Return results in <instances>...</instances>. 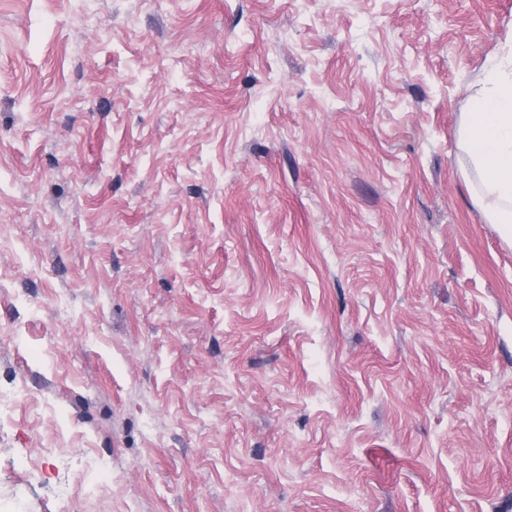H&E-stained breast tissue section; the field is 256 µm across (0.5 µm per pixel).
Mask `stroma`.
Here are the masks:
<instances>
[{"label":"stroma","mask_w":512,"mask_h":512,"mask_svg":"<svg viewBox=\"0 0 512 512\" xmlns=\"http://www.w3.org/2000/svg\"><path fill=\"white\" fill-rule=\"evenodd\" d=\"M511 57L512 0H0V512H512ZM462 141L480 180V205L512 240V60L492 65L464 112Z\"/></svg>","instance_id":"35a3bbf8"}]
</instances>
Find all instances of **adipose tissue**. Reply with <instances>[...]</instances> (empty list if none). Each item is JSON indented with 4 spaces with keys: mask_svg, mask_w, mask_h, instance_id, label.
<instances>
[{
    "mask_svg": "<svg viewBox=\"0 0 512 512\" xmlns=\"http://www.w3.org/2000/svg\"><path fill=\"white\" fill-rule=\"evenodd\" d=\"M462 141L480 180V205L512 240V62L492 65L463 116Z\"/></svg>",
    "mask_w": 512,
    "mask_h": 512,
    "instance_id": "obj_1",
    "label": "adipose tissue"
}]
</instances>
